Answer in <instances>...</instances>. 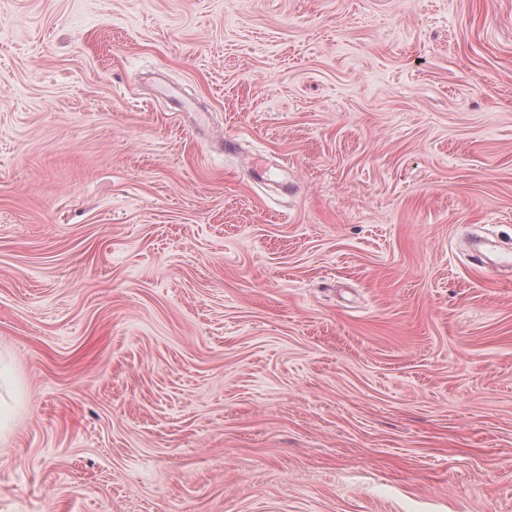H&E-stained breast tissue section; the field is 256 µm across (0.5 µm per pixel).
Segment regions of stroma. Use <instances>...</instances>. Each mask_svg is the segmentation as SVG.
<instances>
[{
  "label": "stroma",
  "instance_id": "obj_1",
  "mask_svg": "<svg viewBox=\"0 0 512 512\" xmlns=\"http://www.w3.org/2000/svg\"><path fill=\"white\" fill-rule=\"evenodd\" d=\"M0 360V512H512V0H0Z\"/></svg>",
  "mask_w": 512,
  "mask_h": 512
}]
</instances>
